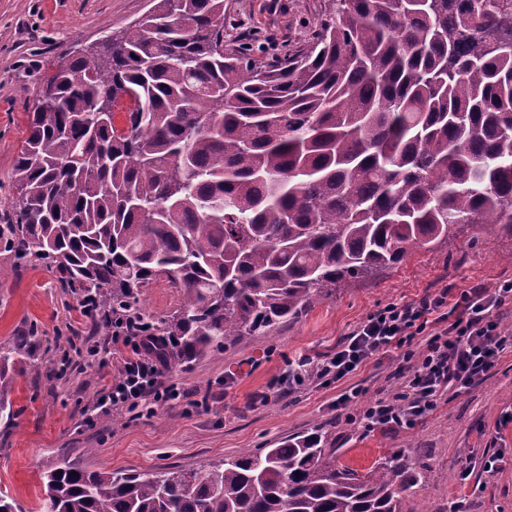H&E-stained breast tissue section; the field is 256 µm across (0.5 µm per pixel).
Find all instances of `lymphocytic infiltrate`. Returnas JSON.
I'll return each instance as SVG.
<instances>
[{
    "instance_id": "lymphocytic-infiltrate-1",
    "label": "lymphocytic infiltrate",
    "mask_w": 512,
    "mask_h": 512,
    "mask_svg": "<svg viewBox=\"0 0 512 512\" xmlns=\"http://www.w3.org/2000/svg\"><path fill=\"white\" fill-rule=\"evenodd\" d=\"M509 298L512 280L494 289L480 285L464 289L453 304L443 290L408 304L387 305L369 314L336 353L314 362L299 358L281 380L292 388L339 381L371 360L400 350L404 392L368 407L362 422L368 430L413 427L448 392L473 386L501 353L512 349V336L502 333L495 316ZM419 335L424 344L416 350L411 343ZM154 344V337L143 335L128 320L113 319L112 334L102 349L111 358L115 374L111 384L97 393L93 411L100 415L131 412L174 396L173 386L162 381L163 365L153 353Z\"/></svg>"
}]
</instances>
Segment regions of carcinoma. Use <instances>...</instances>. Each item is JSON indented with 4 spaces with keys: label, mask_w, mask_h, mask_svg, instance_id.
<instances>
[{
    "label": "carcinoma",
    "mask_w": 512,
    "mask_h": 512,
    "mask_svg": "<svg viewBox=\"0 0 512 512\" xmlns=\"http://www.w3.org/2000/svg\"><path fill=\"white\" fill-rule=\"evenodd\" d=\"M224 0H157L48 79L0 245L138 323L164 277L166 365L265 336L348 278L482 224L512 235V0H336L269 69L224 53ZM132 105L127 126L113 107ZM30 341L0 345L4 399ZM398 450L364 475L316 428L204 473L41 476L38 512H403ZM179 301L178 289L172 288L164 278H161L149 288H143L139 306L146 316L157 321L170 315Z\"/></svg>",
    "instance_id": "1"
}]
</instances>
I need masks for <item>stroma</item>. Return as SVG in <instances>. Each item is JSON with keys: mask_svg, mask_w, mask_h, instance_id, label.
<instances>
[{"mask_svg": "<svg viewBox=\"0 0 512 512\" xmlns=\"http://www.w3.org/2000/svg\"><path fill=\"white\" fill-rule=\"evenodd\" d=\"M334 0H224V49L258 65L303 52ZM153 0H0V224L12 215L14 161L28 113L45 79L71 56L87 54L132 24ZM512 280V234L464 225L455 236L413 248L399 264L337 285L295 320L266 336H244L166 370L180 398L141 415L102 416L87 408L113 368L86 353L108 333L80 312L83 293L60 287L55 272L0 250V344L32 333L31 357L8 394L15 418L0 432V487L28 512L41 475L67 461L91 469L203 470L244 449L271 448L287 435L322 427L344 465L367 473L387 449L402 450L418 473L405 512H512V351L477 384L439 400L411 428L366 431L361 417L402 392L396 352L345 379L298 390L279 385L300 356L336 352L366 317L425 294ZM357 396L345 405V392ZM502 455L495 471L485 469Z\"/></svg>", "mask_w": 512, "mask_h": 512, "instance_id": "1", "label": "stroma"}]
</instances>
